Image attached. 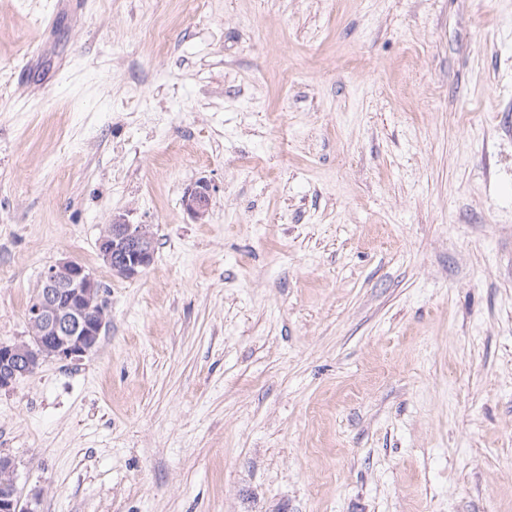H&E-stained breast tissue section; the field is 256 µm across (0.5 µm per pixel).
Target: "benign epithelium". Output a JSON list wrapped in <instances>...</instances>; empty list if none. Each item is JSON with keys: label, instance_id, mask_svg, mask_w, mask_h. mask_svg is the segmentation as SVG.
Segmentation results:
<instances>
[{"label": "benign epithelium", "instance_id": "obj_1", "mask_svg": "<svg viewBox=\"0 0 512 512\" xmlns=\"http://www.w3.org/2000/svg\"><path fill=\"white\" fill-rule=\"evenodd\" d=\"M212 195L211 185L203 178L185 191L183 206L196 222H205ZM98 250L105 265L124 279L138 277L155 255L144 226L130 223L123 215L106 225ZM96 282L93 273L75 260H61L44 270L34 306L27 312V334L38 330L49 345L32 348L23 338L0 342V391L10 390L48 361H80L96 349L108 327L106 310L94 319L87 315L85 303ZM0 470L11 477V486L0 494V512H37L38 495L25 498L17 488L15 461L1 454Z\"/></svg>", "mask_w": 512, "mask_h": 512}]
</instances>
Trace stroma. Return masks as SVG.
Segmentation results:
<instances>
[{
  "label": "stroma",
  "mask_w": 512,
  "mask_h": 512,
  "mask_svg": "<svg viewBox=\"0 0 512 512\" xmlns=\"http://www.w3.org/2000/svg\"><path fill=\"white\" fill-rule=\"evenodd\" d=\"M64 258L111 325L0 392L39 512H512V0H0V342ZM213 189L204 178L199 179L188 188L182 199L187 213L197 222L205 223L210 210ZM152 234L154 243L142 224H131L124 215H116L98 240L100 257L117 276L134 279L154 260L153 230Z\"/></svg>",
  "instance_id": "35a3bbf8"
}]
</instances>
